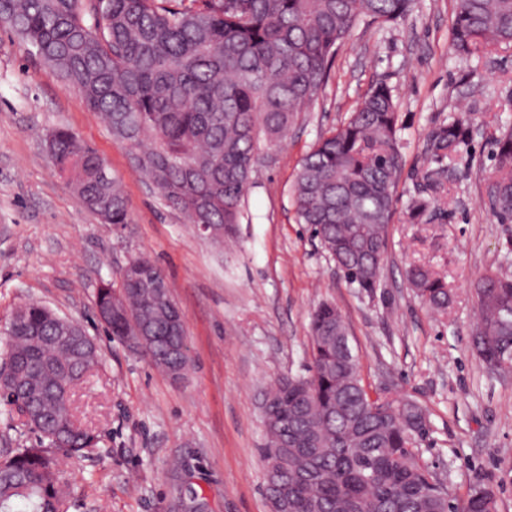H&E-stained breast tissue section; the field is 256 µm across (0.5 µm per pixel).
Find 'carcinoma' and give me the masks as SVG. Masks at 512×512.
<instances>
[{"label":"carcinoma","mask_w":512,"mask_h":512,"mask_svg":"<svg viewBox=\"0 0 512 512\" xmlns=\"http://www.w3.org/2000/svg\"><path fill=\"white\" fill-rule=\"evenodd\" d=\"M414 0H0V23L50 66L64 84L130 149L133 167L168 207L194 227L236 232L260 146L273 148L296 112H308L326 89L339 51L361 22L393 24ZM91 16L88 25L85 16ZM451 41L463 56L512 48V0H458ZM398 101L372 86L348 121L319 136L292 185L299 223L310 227L345 282L377 287L395 214L401 169ZM463 116L426 135L437 163L421 172L407 210L421 223L441 209L448 165L469 139ZM51 159L82 204L105 223H130L121 182L101 174L104 159L73 131L49 136ZM496 164L483 175L486 204L512 223V130L495 140ZM128 278L127 310L105 321L120 340L143 326L156 337L151 362L184 375L190 358L170 350L181 329L165 271L137 257ZM421 300L436 311L452 294L423 265L406 271ZM481 313L472 349L490 370H512V274L475 286ZM71 328L51 308L20 306L0 340L11 361L9 401L34 422L39 444L0 457V512H62L69 485L54 452L96 444L77 422L70 396L98 363L56 339ZM346 322L335 304L310 312L311 363L262 393L265 443L260 449L272 512H497L496 497L475 488L460 505L421 461L416 443L429 431L413 400L370 396L357 356L347 351Z\"/></svg>","instance_id":"obj_1"}]
</instances>
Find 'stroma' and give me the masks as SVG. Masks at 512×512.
Masks as SVG:
<instances>
[{
  "instance_id": "stroma-1",
  "label": "stroma",
  "mask_w": 512,
  "mask_h": 512,
  "mask_svg": "<svg viewBox=\"0 0 512 512\" xmlns=\"http://www.w3.org/2000/svg\"><path fill=\"white\" fill-rule=\"evenodd\" d=\"M457 7L415 0L397 23L354 29L325 94L278 147L261 151L241 222L220 246L150 191L100 116L0 25V330L32 300L82 325L99 347L72 397L97 444L59 457L67 512H270L259 393L305 372L309 314L324 300L342 312L370 390L427 408L418 448L453 501L481 484L494 490L499 512H512V373L487 369L469 346L476 282L512 273V224L485 205L482 179L496 137L512 126V49L458 57L450 40ZM379 82L400 104L402 172L379 284L360 294L297 223L290 188L317 137ZM458 113L470 114L472 130L448 166L446 211L411 223L406 206L431 163L425 134ZM58 127L121 179L130 224L103 223L60 177L46 143ZM139 256L165 270L187 317L191 366L178 381L110 338L96 315L99 284L119 286L122 267ZM411 262L446 276L447 311L416 295L405 276Z\"/></svg>"
}]
</instances>
